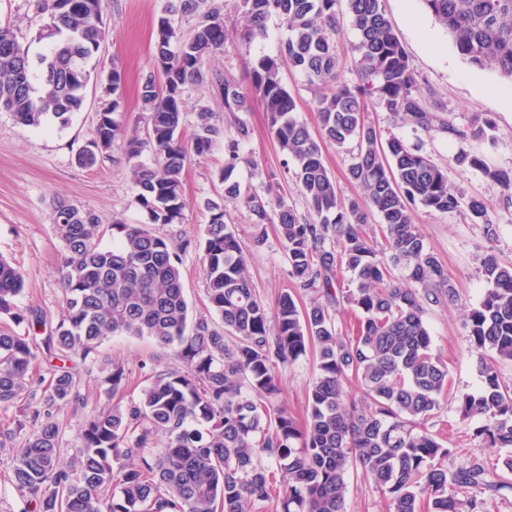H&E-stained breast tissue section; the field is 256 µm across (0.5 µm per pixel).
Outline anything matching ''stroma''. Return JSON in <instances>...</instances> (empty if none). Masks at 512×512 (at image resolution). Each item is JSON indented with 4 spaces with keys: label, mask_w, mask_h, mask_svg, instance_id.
<instances>
[{
    "label": "stroma",
    "mask_w": 512,
    "mask_h": 512,
    "mask_svg": "<svg viewBox=\"0 0 512 512\" xmlns=\"http://www.w3.org/2000/svg\"><path fill=\"white\" fill-rule=\"evenodd\" d=\"M165 5L166 0H107L103 15L106 35L96 58L103 65L114 60L121 66L123 110L118 119L124 126L141 131L146 128V115L141 110L138 89L151 69L153 30ZM381 6L409 54L424 102L429 108L440 110L449 130L426 133L394 124L374 102L368 108V122L419 145L446 171L452 190L482 197L489 203L496 226L495 236L490 237L483 225L472 223L460 212L420 208L413 216L427 246L447 268L459 291L456 302L429 307L425 313L433 351L447 364L451 384L427 427L438 434L445 447L451 448L445 461L449 470L472 462L498 468L507 449L486 448L475 435L476 421H461L457 408L460 396L481 388L483 355L470 349L466 341L465 315L478 305L486 288L479 271L484 255L492 252L502 262L512 263V194L481 171L457 165L453 156L458 146L456 131L467 129L474 116H487L495 123L492 138L470 140L469 148L492 167L511 173L512 104L507 102L501 89L503 80L494 68H478L463 60L446 29L423 11L420 0H382ZM46 20V15L39 13L36 0H0V22L14 26L30 56L47 53L50 48L48 41L37 38ZM286 36L281 20L270 17L264 36L249 43L229 38L211 68L246 82L250 63L262 55H277ZM103 99L101 82L90 81L83 110L65 127L52 123L23 126L10 113L0 112V256L18 266L25 277L26 287L17 299L19 309L45 310L55 322L65 313L59 275L63 245L53 224L55 202L64 200L92 212L106 226L116 221L141 224L147 220L135 201V190L123 164L107 159L84 168L75 161L77 153L93 137ZM242 118L254 130L243 147L244 154L264 169L282 170L285 157L268 131L262 105L254 104ZM223 165L224 147L220 144L208 155L191 157L186 167V206L181 222L155 227L157 234L174 243H191L181 255V272L184 294L195 316L205 312L207 300L200 253L192 242L200 237L207 222L203 200L223 198V186L218 180ZM249 275L266 304H274L285 291L294 293L301 304L308 303L311 297L310 291L297 288L289 278L287 252L276 234H268L264 246L254 252ZM116 362L125 365L128 381L124 392L114 397L108 393L104 378ZM179 365L173 349L159 346L145 336L129 335L103 340L91 359L69 361V368L80 375L81 399L54 412L55 420L63 427L62 463H69L81 446L75 430L79 419L103 406L115 402L125 405L138 399L149 375ZM314 372L315 358L310 353L280 370L282 394L277 404L296 420L305 418L306 395Z\"/></svg>",
    "instance_id": "stroma-1"
}]
</instances>
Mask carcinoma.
Here are the masks:
<instances>
[{"label": "carcinoma", "mask_w": 512, "mask_h": 512, "mask_svg": "<svg viewBox=\"0 0 512 512\" xmlns=\"http://www.w3.org/2000/svg\"><path fill=\"white\" fill-rule=\"evenodd\" d=\"M338 2L237 0L245 20L241 40L265 35L273 15L288 31L277 55L261 56L249 67L243 86L209 73L210 59L223 52L229 35L224 5H211L187 36L174 16L197 12L198 0H171L155 28L152 69L139 88L147 114L144 138L115 118L123 86L119 64L111 61L104 75L87 67L105 38L104 0H40L47 15L41 37L52 43L35 58L13 28L0 25V112L25 126L50 121L64 127L82 111V90L91 77L105 78L112 101L98 112L94 138L76 161L90 168L119 151L148 220L112 225L117 242L104 247L95 215L64 200L55 203L65 314L41 346L31 332L46 325L48 315L16 308L25 278L0 257V315L14 323L0 329V406L34 397L28 373L42 346L58 360L85 361L109 336H148L174 348L183 365L151 376L138 400L83 417L77 424L82 446L66 466L60 461L63 427L53 411L79 400V380L65 366L53 370L42 398L16 422L27 435L13 456L11 481L34 500L36 512H248L250 502L270 498L272 465L286 483L279 512H343L351 471L387 497L391 512H421L424 504L428 512H458L450 486L512 490L503 475L480 463L448 472L444 459L451 450L426 428L449 379L448 367L432 351L424 314L428 306L456 301L458 292L412 212L419 206L441 213L463 209L492 237L490 207L479 197L451 191L444 170L419 146L365 121L368 100L375 97L385 112L416 131H448L424 106L417 75L381 0H346L358 35V79L343 78L336 53ZM420 2L468 63L491 64L512 81V0ZM283 58L314 93L319 138L349 155L346 177L359 198L344 200L319 138L296 119L295 98L280 74ZM207 81L227 113L248 112L260 100L269 133L294 165L283 175L296 179L305 214L269 197L281 183L243 155L252 135L243 119L225 128L199 103L186 128L185 94ZM493 131L491 119L477 117L469 133H457L462 145L454 161L511 192L512 174L490 168L463 145L470 137L490 138ZM220 138L224 198L250 213L254 246L266 241V225H276L289 277L316 293L309 306L299 308L288 292L272 308L257 296L248 275L251 253L225 222L223 198H208L202 203L208 221L196 246L211 311L191 316L182 246L153 226L181 221L188 160L209 153ZM146 151L154 156L151 165L141 160ZM242 164L263 178L266 196L232 178ZM374 216L378 233L369 229ZM481 273L488 288L465 327L469 346L493 357L482 365L480 391L460 396L459 412L464 419H481L475 436L487 447L512 448V387L496 367L499 360L512 361V264L488 253ZM346 274L357 284L351 293L340 285ZM343 302L358 314L353 336L336 327ZM309 349L315 352L316 375L300 424L276 404L279 369ZM351 378L362 386L358 400L345 391ZM126 380L125 367L117 363L104 383L115 396Z\"/></svg>", "instance_id": "cac0c4a2"}]
</instances>
